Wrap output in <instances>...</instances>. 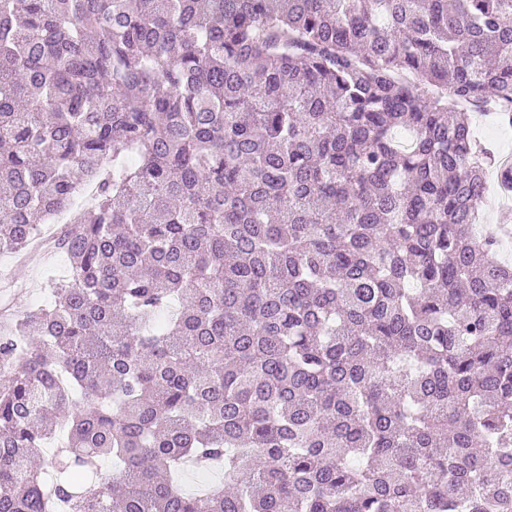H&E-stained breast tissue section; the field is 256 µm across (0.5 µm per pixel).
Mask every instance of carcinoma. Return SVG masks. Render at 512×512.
Returning a JSON list of instances; mask_svg holds the SVG:
<instances>
[{"instance_id": "cac0c4a2", "label": "carcinoma", "mask_w": 512, "mask_h": 512, "mask_svg": "<svg viewBox=\"0 0 512 512\" xmlns=\"http://www.w3.org/2000/svg\"><path fill=\"white\" fill-rule=\"evenodd\" d=\"M481 108L512 0H0V253L96 188L0 335V512H512ZM179 482L186 491L195 492L197 487L206 484L213 487L224 485V475L218 470H199L188 467L180 473Z\"/></svg>"}]
</instances>
